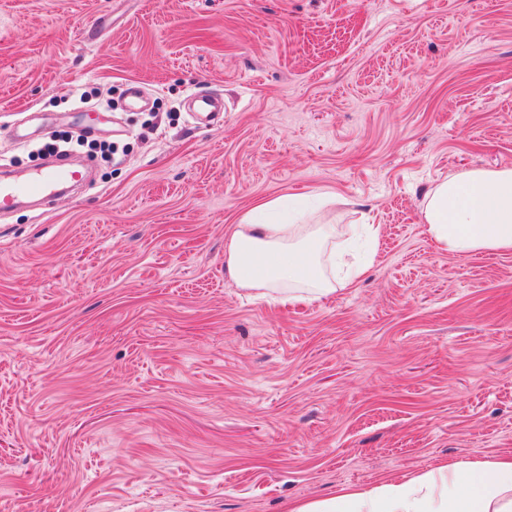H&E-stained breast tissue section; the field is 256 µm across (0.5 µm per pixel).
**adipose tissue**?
Instances as JSON below:
<instances>
[{"label": "adipose tissue", "mask_w": 512, "mask_h": 512, "mask_svg": "<svg viewBox=\"0 0 512 512\" xmlns=\"http://www.w3.org/2000/svg\"><path fill=\"white\" fill-rule=\"evenodd\" d=\"M423 218L437 246L456 256L512 251V168L472 169L435 183ZM336 235L281 200L256 205L237 224L227 266L239 287L278 292L284 304L333 295ZM290 512H512V455L457 461L367 490L297 504Z\"/></svg>", "instance_id": "adipose-tissue-1"}]
</instances>
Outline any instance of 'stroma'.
<instances>
[{"mask_svg":"<svg viewBox=\"0 0 512 512\" xmlns=\"http://www.w3.org/2000/svg\"><path fill=\"white\" fill-rule=\"evenodd\" d=\"M51 132L112 160L0 215V512H289L512 454V251L448 254L421 213L512 167V0H0V164ZM296 195L378 234L285 307L226 247Z\"/></svg>","mask_w":512,"mask_h":512,"instance_id":"1","label":"stroma"}]
</instances>
